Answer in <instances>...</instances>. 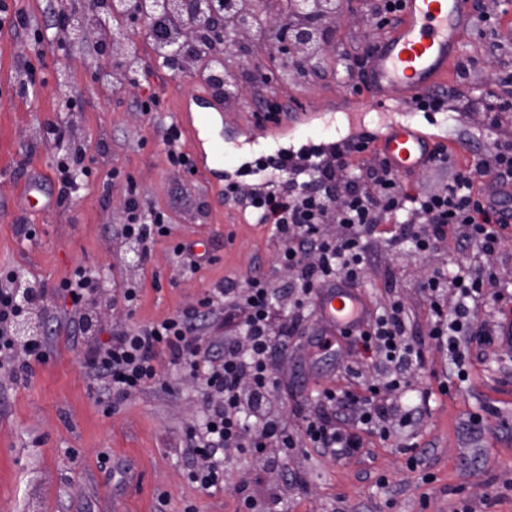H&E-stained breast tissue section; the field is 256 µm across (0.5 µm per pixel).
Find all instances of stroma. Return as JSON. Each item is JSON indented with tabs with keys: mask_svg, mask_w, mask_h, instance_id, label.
<instances>
[{
	"mask_svg": "<svg viewBox=\"0 0 512 512\" xmlns=\"http://www.w3.org/2000/svg\"><path fill=\"white\" fill-rule=\"evenodd\" d=\"M60 7L61 0H16L22 23L0 25V272L16 269L48 292L46 361L25 382L0 375V512H238L234 485L260 471L279 486L281 512H460L465 505L472 512H512V342L501 336L490 347H473L465 372H458L447 351L428 339V300L417 286L420 271L480 263L476 249L460 247L456 239L427 253L408 242L391 253L384 235L393 226L387 223L368 242L359 288L369 308L398 293L411 336L425 354L411 390L393 399L408 408L426 390L430 400L416 420L392 422L384 435L363 433L364 449L355 457L331 459L314 448H297L280 466L233 458L226 463L223 489L202 491L188 478L195 458L184 443L187 427L203 420L198 384L168 365L164 386L116 403L83 363L86 350L106 340L113 326L162 320L197 304L216 283L238 289L247 276L271 271L273 225L251 223L212 181L233 173L251 183L281 147L362 134L374 138L388 124L407 122L437 145L453 147L450 168L404 176L410 185L433 188L449 180L453 168L485 159L494 142L512 140V116L490 122L479 103L496 89L493 72L512 71V22L500 0L493 5L495 25L476 23L463 41V56L476 61L466 83L454 74L448 79L469 96L466 112L454 101L444 112H376L364 94L340 83L335 64L380 33L359 11L332 21L325 76L284 87L272 65L264 64L266 83L241 86L218 113L207 111L209 92L199 82L150 65L149 39L139 45L146 95L129 85L113 92L111 77L95 68L94 44L75 39L62 57L43 53L41 39L59 34ZM30 71L37 81L28 94H19V82ZM284 96L289 103L280 124H259L266 103ZM203 120L208 128L199 144L194 129ZM59 121L66 122L84 157L85 175L69 192L55 170L65 150L44 131ZM171 126L181 133L184 153L219 149L222 163L208 172L171 168L162 140ZM35 180L47 204L39 214L24 202ZM131 185L143 206L162 213L169 227L143 264L132 262L117 232ZM62 193L68 196L64 206L58 203ZM22 224L32 236L19 232ZM196 238L207 240L208 254L187 272L173 250ZM493 262L500 299L480 312L490 323L512 313V240ZM79 267L100 277L105 295L75 313L55 288ZM274 274L278 290L287 292L292 274ZM125 283L141 290L129 316L113 313L110 299ZM314 328V319L304 320L287 351L269 358L278 382L272 405L292 424L318 409L322 390L349 386L345 368L358 360L344 346L310 348Z\"/></svg>",
	"mask_w": 512,
	"mask_h": 512,
	"instance_id": "35a3bbf8",
	"label": "stroma"
}]
</instances>
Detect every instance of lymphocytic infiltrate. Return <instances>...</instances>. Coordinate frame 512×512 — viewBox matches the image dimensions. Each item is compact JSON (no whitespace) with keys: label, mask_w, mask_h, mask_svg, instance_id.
I'll return each mask as SVG.
<instances>
[{"label":"lymphocytic infiltrate","mask_w":512,"mask_h":512,"mask_svg":"<svg viewBox=\"0 0 512 512\" xmlns=\"http://www.w3.org/2000/svg\"><path fill=\"white\" fill-rule=\"evenodd\" d=\"M369 144V138L358 137L351 150L338 147L316 160L279 158L265 190L244 195L252 221L276 227L277 267L296 275L288 314H281L273 302L271 276L257 274L231 295L216 286L204 301L208 307L225 305L227 316L244 317L242 335L225 337L220 352L203 345L200 313L190 307L157 322L115 331L106 343L85 353L87 368L119 399L161 383L165 363L182 368L200 384L206 420L203 429H189L188 439L197 456L190 477L203 490L223 488L227 459L245 453L262 456L274 448L284 453L317 448L332 458L353 456L362 447L360 430L385 426L398 414L413 419V412L398 413L390 395L410 386L408 370L424 355L409 344L408 315L394 296L364 328L344 334L362 360L352 374L366 379L367 396L324 391L319 410L304 416L296 428L287 418L268 412L276 387L269 354L287 350L290 336L322 288L360 282L365 241L379 224L399 219L388 242L394 252L407 241L425 252L450 234L488 259L502 247L506 225L481 203L479 188L490 177L512 183V141L497 143L487 161L457 168L449 182L414 194L383 160L373 161L358 178H349L350 155L367 152ZM123 212L119 234L137 246L140 260H147L164 234L162 219L141 206L133 189L126 194ZM331 222L341 226L333 237L322 231ZM497 279L488 263L476 272L431 270L418 283L429 302V338L458 362L466 361L470 345L488 346L497 336L495 327L477 320ZM26 314L18 288L0 287V367L16 381L30 375L32 361L46 359V337L22 338L16 333Z\"/></svg>","instance_id":"obj_1"}]
</instances>
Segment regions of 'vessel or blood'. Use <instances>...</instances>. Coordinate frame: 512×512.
<instances>
[{
	"label": "vessel or blood",
	"instance_id": "obj_1",
	"mask_svg": "<svg viewBox=\"0 0 512 512\" xmlns=\"http://www.w3.org/2000/svg\"><path fill=\"white\" fill-rule=\"evenodd\" d=\"M473 22L472 0H403L398 21L373 40L362 63L372 107L384 109L393 100L412 109L420 97L446 84ZM374 146L403 174L421 169L434 150L430 137L410 123L388 126ZM485 200L512 221V185L489 182ZM367 310L354 289L337 285L323 290L317 309L320 335L335 338L338 329L364 321Z\"/></svg>",
	"mask_w": 512,
	"mask_h": 512
}]
</instances>
